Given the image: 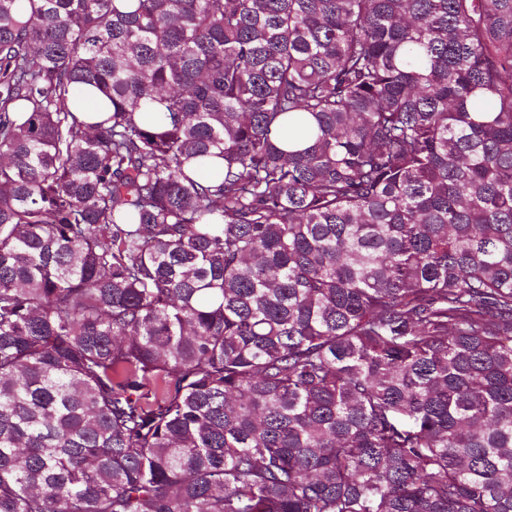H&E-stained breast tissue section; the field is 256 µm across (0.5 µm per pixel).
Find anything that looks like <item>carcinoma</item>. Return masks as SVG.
Instances as JSON below:
<instances>
[{
    "label": "carcinoma",
    "instance_id": "cac0c4a2",
    "mask_svg": "<svg viewBox=\"0 0 512 512\" xmlns=\"http://www.w3.org/2000/svg\"><path fill=\"white\" fill-rule=\"evenodd\" d=\"M0 512H512V0H0Z\"/></svg>",
    "mask_w": 512,
    "mask_h": 512
}]
</instances>
